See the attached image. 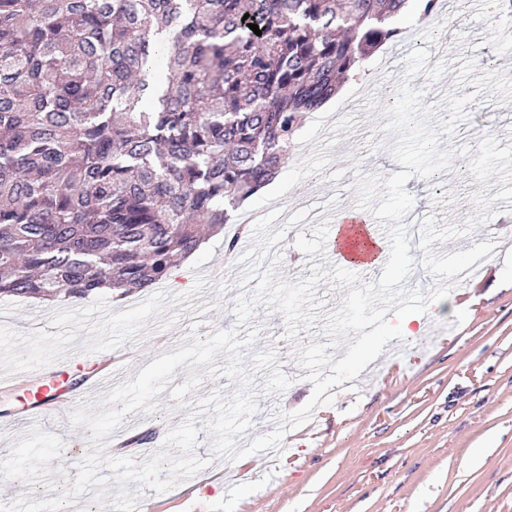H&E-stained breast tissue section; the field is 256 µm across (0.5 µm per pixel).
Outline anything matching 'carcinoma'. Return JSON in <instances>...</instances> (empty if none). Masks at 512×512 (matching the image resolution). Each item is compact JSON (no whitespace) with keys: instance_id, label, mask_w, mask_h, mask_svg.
<instances>
[{"instance_id":"obj_1","label":"carcinoma","mask_w":512,"mask_h":512,"mask_svg":"<svg viewBox=\"0 0 512 512\" xmlns=\"http://www.w3.org/2000/svg\"><path fill=\"white\" fill-rule=\"evenodd\" d=\"M406 2L0 0V295L167 278L400 35Z\"/></svg>"}]
</instances>
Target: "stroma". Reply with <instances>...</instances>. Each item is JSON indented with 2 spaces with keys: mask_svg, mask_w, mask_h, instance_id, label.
<instances>
[{
  "mask_svg": "<svg viewBox=\"0 0 512 512\" xmlns=\"http://www.w3.org/2000/svg\"><path fill=\"white\" fill-rule=\"evenodd\" d=\"M449 21L433 29L429 21L402 25V34L387 43L363 67L358 82H346L336 99L312 113L299 138L308 150L294 154L269 185L245 201L247 210L266 215L273 201H305L324 220L301 221L276 246L295 252L277 272L289 282L311 276L312 265L332 269L336 224L352 209L356 172H399L388 150L370 151L368 141L385 122L386 94L400 82L412 49L430 52L429 64L446 61L437 84L425 76L411 82L422 90L424 104L438 103L448 91L475 94L454 138L441 149H476L483 136L512 143V103L490 91L455 86L462 63L474 59L478 71L512 67V18L487 14L486 0L449 7ZM368 98L353 110L339 111L356 87ZM469 159L453 160L455 173L442 181L420 176L405 185L414 199L408 225L429 214L438 222L463 224L475 209L469 194L479 190L468 171ZM229 233H210L191 264L180 265L165 281L145 292L118 299L108 291L53 307L17 297H0V376L17 375L15 386L0 387V499L39 501L58 497L68 479L76 478L91 432L73 427L68 415L48 424H8V417L29 409L41 385L59 391L77 388L101 371L102 362H81V355L101 346L112 349L115 383L135 378L158 356L177 350L198 323L200 336L239 330L233 313L236 289L217 295L216 285L233 284L242 271L237 255L227 254ZM492 241L491 258L466 283L473 304L455 309L428 308L422 323L436 320L450 334L429 339H392L383 353L355 379L331 387L334 402L314 408L313 420L288 431L280 449L229 462L211 457V439L199 432L196 454L211 464L193 477L158 494L146 490V512H512V241L497 219L469 235L432 249L448 254ZM260 329L250 352L273 347L281 370L293 383L281 395L258 394V409L241 446L273 431L282 414L301 408L312 385L292 358L281 314L258 306L250 326ZM160 409L126 415L119 434L134 436L154 429L151 446L132 450L136 461L158 451L171 428L188 414L169 392Z\"/></svg>",
  "mask_w": 512,
  "mask_h": 512,
  "instance_id": "obj_1",
  "label": "stroma"
}]
</instances>
